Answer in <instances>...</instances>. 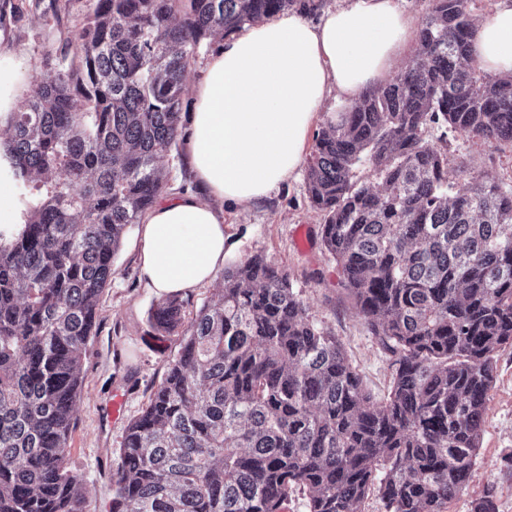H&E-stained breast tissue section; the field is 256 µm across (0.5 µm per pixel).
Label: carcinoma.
Returning <instances> with one entry per match:
<instances>
[{
  "label": "carcinoma",
  "mask_w": 512,
  "mask_h": 512,
  "mask_svg": "<svg viewBox=\"0 0 512 512\" xmlns=\"http://www.w3.org/2000/svg\"><path fill=\"white\" fill-rule=\"evenodd\" d=\"M417 58L317 132L322 241L382 349L372 399L278 266L253 255L186 318L152 313L177 356L127 426L112 512H448L476 465L495 358L512 346V182L448 177L430 129L512 143V75L472 56L474 0H428ZM324 0H86L53 77L8 117L0 172V512H85L70 469L82 363L112 257L165 188L201 42ZM23 0H0V24ZM366 166L382 185L359 175ZM473 512H497L486 489ZM2 178L0 180V223L20 224L24 205L18 199L12 198V196H16L19 193V189L14 183H9L8 190L11 194L9 195L4 186L6 181H2Z\"/></svg>",
  "instance_id": "carcinoma-1"
}]
</instances>
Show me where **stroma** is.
Listing matches in <instances>:
<instances>
[{
  "label": "stroma",
  "mask_w": 512,
  "mask_h": 512,
  "mask_svg": "<svg viewBox=\"0 0 512 512\" xmlns=\"http://www.w3.org/2000/svg\"><path fill=\"white\" fill-rule=\"evenodd\" d=\"M85 11V0H25L20 19L0 29L17 53L30 83L54 74ZM449 172L465 171L487 181L512 180V145L450 133ZM323 216L309 202L306 176L298 174L266 202L224 212L226 264L254 254L286 273L310 319L331 332L363 379L368 392L384 399L391 379L390 357L381 348L341 284L342 276L321 241ZM142 227L129 225L115 254L112 277L98 306V330L84 361L85 383L76 400L69 465L83 484L85 512H109L112 471L128 423L161 383L178 338L160 340L150 322L160 299L146 288L138 264ZM124 397L122 414L111 419L113 394ZM512 347L497 356L496 379L484 417L474 476L448 512H472L487 486H494L498 512H512Z\"/></svg>",
  "instance_id": "stroma-1"
}]
</instances>
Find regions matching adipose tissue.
<instances>
[{"label": "adipose tissue", "mask_w": 512, "mask_h": 512, "mask_svg": "<svg viewBox=\"0 0 512 512\" xmlns=\"http://www.w3.org/2000/svg\"><path fill=\"white\" fill-rule=\"evenodd\" d=\"M411 28L398 0H348L315 22L288 11L223 40L194 88L184 139L200 191L162 198L142 220L146 286L171 295L211 283L226 257L222 207L246 209L279 191L299 171L330 92L357 101L391 72ZM472 53L487 72L512 74V0L480 21ZM26 86L0 40V123Z\"/></svg>", "instance_id": "ef3b65f1"}]
</instances>
